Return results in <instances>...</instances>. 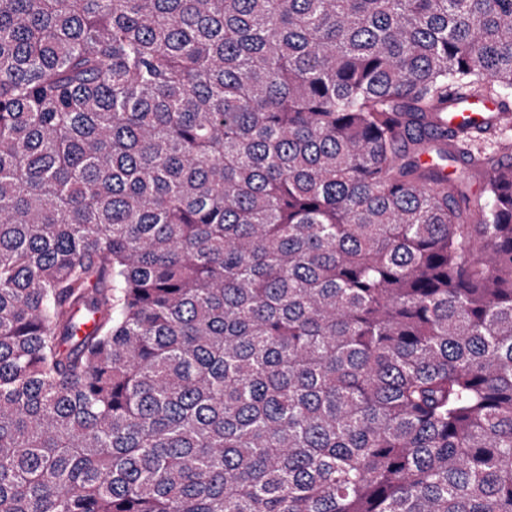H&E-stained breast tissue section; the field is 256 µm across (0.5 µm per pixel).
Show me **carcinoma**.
<instances>
[{
  "label": "carcinoma",
  "instance_id": "1",
  "mask_svg": "<svg viewBox=\"0 0 512 512\" xmlns=\"http://www.w3.org/2000/svg\"><path fill=\"white\" fill-rule=\"evenodd\" d=\"M476 97L512 0H0V512H512ZM469 104V108L463 112H456L454 106L448 107V126L455 127L464 121L483 124L502 116L497 104L490 99H472Z\"/></svg>",
  "mask_w": 512,
  "mask_h": 512
}]
</instances>
